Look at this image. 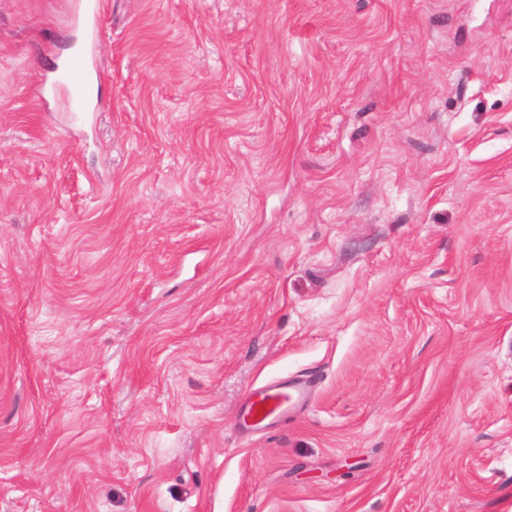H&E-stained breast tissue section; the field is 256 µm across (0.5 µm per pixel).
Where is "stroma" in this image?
<instances>
[{
    "mask_svg": "<svg viewBox=\"0 0 512 512\" xmlns=\"http://www.w3.org/2000/svg\"><path fill=\"white\" fill-rule=\"evenodd\" d=\"M73 2L0 0V512H512V0H105L80 122ZM306 396V391L303 387H275L260 394L253 402L252 412L262 414L263 418L271 416L277 412L287 410L302 400Z\"/></svg>",
    "mask_w": 512,
    "mask_h": 512,
    "instance_id": "obj_1",
    "label": "stroma"
}]
</instances>
